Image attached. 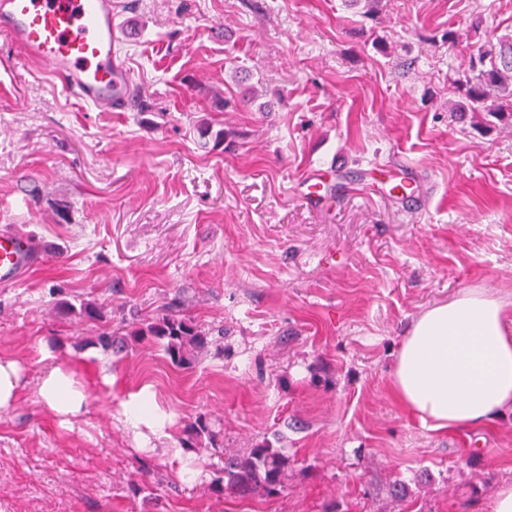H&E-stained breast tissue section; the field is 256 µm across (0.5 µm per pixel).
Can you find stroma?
<instances>
[{"label": "stroma", "instance_id": "35a3bbf8", "mask_svg": "<svg viewBox=\"0 0 512 512\" xmlns=\"http://www.w3.org/2000/svg\"><path fill=\"white\" fill-rule=\"evenodd\" d=\"M116 12L143 100L124 112L0 38V229L46 248L0 287L22 382L0 409V512H487L512 482V414L435 430L391 378L424 310L468 288L512 302V127L448 110L450 76L512 36V0H385L373 20L348 0ZM252 82L247 106L219 108ZM408 178L411 200L392 192ZM83 300L102 322L58 314ZM171 304L218 334L194 369L94 344ZM48 362L87 394L67 426L37 395ZM201 416L227 452L278 448L284 488L213 493L215 456L183 447Z\"/></svg>", "mask_w": 512, "mask_h": 512}]
</instances>
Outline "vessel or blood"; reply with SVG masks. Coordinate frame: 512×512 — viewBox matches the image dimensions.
I'll return each instance as SVG.
<instances>
[{
  "instance_id": "1",
  "label": "vessel or blood",
  "mask_w": 512,
  "mask_h": 512,
  "mask_svg": "<svg viewBox=\"0 0 512 512\" xmlns=\"http://www.w3.org/2000/svg\"><path fill=\"white\" fill-rule=\"evenodd\" d=\"M0 34L88 107L114 112L133 96V79L117 53L123 33L115 0H0ZM41 258L26 233L0 230L1 285L20 281Z\"/></svg>"
}]
</instances>
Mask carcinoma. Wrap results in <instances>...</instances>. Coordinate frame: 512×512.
Wrapping results in <instances>:
<instances>
[{"label":"carcinoma","mask_w":512,"mask_h":512,"mask_svg":"<svg viewBox=\"0 0 512 512\" xmlns=\"http://www.w3.org/2000/svg\"><path fill=\"white\" fill-rule=\"evenodd\" d=\"M462 101L455 112H487L496 120L512 123V37L503 36L489 43L478 55L470 58L468 67L454 80ZM126 335L134 342L149 340L159 345L172 366L189 370L197 357L207 350L209 332L176 309L127 328ZM191 442L208 439L217 447V433L209 422L199 417L188 426ZM288 459L267 442L256 444L242 455H226L213 472L211 487L218 493L230 492L242 498L258 493L273 495L284 484Z\"/></svg>","instance_id":"cac0c4a2"}]
</instances>
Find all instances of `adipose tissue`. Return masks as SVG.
Returning <instances> with one entry per match:
<instances>
[{"instance_id": "ef3b65f1", "label": "adipose tissue", "mask_w": 512, "mask_h": 512, "mask_svg": "<svg viewBox=\"0 0 512 512\" xmlns=\"http://www.w3.org/2000/svg\"><path fill=\"white\" fill-rule=\"evenodd\" d=\"M392 390L411 415L436 430L512 412V324L503 300L467 291L421 313L400 347ZM37 392L62 422L84 411L85 391L65 368L46 369Z\"/></svg>"}]
</instances>
